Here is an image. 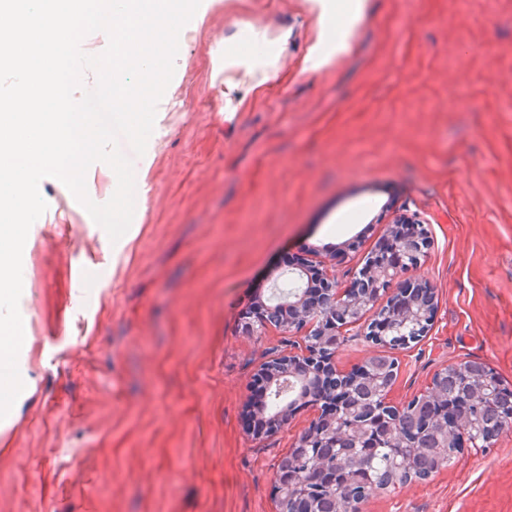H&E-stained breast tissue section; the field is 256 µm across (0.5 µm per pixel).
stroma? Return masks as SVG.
<instances>
[{"label": "stroma", "instance_id": "stroma-1", "mask_svg": "<svg viewBox=\"0 0 512 512\" xmlns=\"http://www.w3.org/2000/svg\"><path fill=\"white\" fill-rule=\"evenodd\" d=\"M318 15L202 0L133 160L128 245L41 181L19 301L35 385L0 429V512H276L274 473L315 412L245 429L260 364L295 339L245 316L315 253L349 284L398 213L426 232L410 276L437 311L390 400L469 360L512 388V0H368L352 48L311 72ZM221 45L273 54L275 78L213 77ZM364 512H512V429Z\"/></svg>", "mask_w": 512, "mask_h": 512}]
</instances>
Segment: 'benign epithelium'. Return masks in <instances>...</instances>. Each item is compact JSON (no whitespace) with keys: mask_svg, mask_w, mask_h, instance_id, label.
<instances>
[{"mask_svg":"<svg viewBox=\"0 0 512 512\" xmlns=\"http://www.w3.org/2000/svg\"><path fill=\"white\" fill-rule=\"evenodd\" d=\"M428 246L427 236L419 227L414 215L398 214L394 217L379 247L369 257L347 287H341L332 274L335 257L322 258L314 263H302L295 267V274L306 286L297 288L279 298L274 305L247 324L251 334L266 329V314L277 313V323L285 330L303 333L301 342L292 349L264 362L259 377H266V389L262 390L264 408L270 426L254 432L256 436L269 435L285 425L296 404L317 407V415L308 429L296 441L295 460L278 466L274 475L277 488L278 512H294L288 506L292 496L307 490H328L336 483L328 474L340 464L334 458L314 452L316 448H336L338 441L349 439L359 450L379 448L387 439L392 441V453L400 456L405 448L412 447L409 436L397 427L398 419L410 403L395 405L389 400V392L395 383L390 380L379 393L380 415L374 419L361 417L358 404L330 401L325 398L324 381L342 387L352 381L365 379L372 384L381 381L369 362H364L348 372L336 370V354L347 332L360 324L358 316L374 305L381 294L388 295L386 319H379L366 326L364 336L374 345L391 348L385 339L391 326L413 327L427 336L435 315L434 292L426 285L404 278V274L418 267ZM463 384L477 401L494 395L493 383L476 380L461 372ZM469 403L448 404L434 420L433 428L439 444L433 448L439 453L448 447V441L457 446L468 442L477 446L466 430L471 426Z\"/></svg>","mask_w":512,"mask_h":512,"instance_id":"1","label":"benign epithelium"}]
</instances>
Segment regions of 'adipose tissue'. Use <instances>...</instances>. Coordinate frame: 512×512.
<instances>
[{"label":"adipose tissue","mask_w":512,"mask_h":512,"mask_svg":"<svg viewBox=\"0 0 512 512\" xmlns=\"http://www.w3.org/2000/svg\"><path fill=\"white\" fill-rule=\"evenodd\" d=\"M317 3L321 21L332 24L334 35L319 37L309 48L305 67L310 71L322 70L337 54L348 50L368 0H317Z\"/></svg>","instance_id":"obj_1"}]
</instances>
